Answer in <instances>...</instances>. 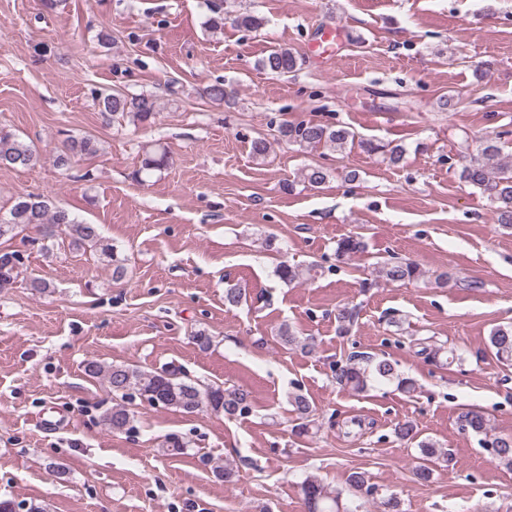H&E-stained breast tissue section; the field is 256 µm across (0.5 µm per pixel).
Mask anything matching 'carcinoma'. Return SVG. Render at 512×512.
I'll use <instances>...</instances> for the list:
<instances>
[{
    "label": "carcinoma",
    "mask_w": 512,
    "mask_h": 512,
    "mask_svg": "<svg viewBox=\"0 0 512 512\" xmlns=\"http://www.w3.org/2000/svg\"><path fill=\"white\" fill-rule=\"evenodd\" d=\"M300 58L288 47H278L263 56L258 68L277 76H286L300 70ZM99 111L114 119H127L138 127H150L155 122L159 104L150 93L128 96L120 92L103 93L93 91ZM203 97L209 102L222 105L230 101V94L224 81L217 79L203 89ZM277 139L289 145L305 148L324 147L333 152H343L354 144L370 155H379L391 165L398 164L404 157L401 144L391 145L370 139L355 140V134L344 126L324 124L314 120L283 123L277 129ZM99 151L97 141L85 135L80 138L68 137L63 149L55 156L57 167L66 171L73 168L76 158L92 156ZM40 155L35 146L21 139L13 131L0 126V168L27 169L35 166ZM169 165L164 152H145L137 177L151 175ZM330 178V171L320 165H310L302 172L303 182L319 187ZM460 179L477 187L490 202L497 215V222L512 227V162L502 157L500 141L496 137L485 138L477 153L470 156L463 165ZM34 225L42 236L53 239L66 236L76 246L90 245L107 257L115 255L114 246L103 240L94 224L79 221L66 208L54 206L45 197L36 194L20 195L5 216H0V237L16 229ZM363 239L347 235L338 240L336 257L351 258L365 251ZM21 259L14 252L0 254V289L9 288L17 278ZM308 270L299 265L282 263L275 269L276 276L284 283H300ZM379 277L387 283H410L424 276L420 266L409 260H386L378 269ZM356 319L355 309L344 306L336 312L339 331L348 333ZM488 348L495 357L506 364H512V323L494 326L488 337ZM372 369L366 370L349 361L336 368V383L355 392L368 387L369 378L387 381L396 375L395 365L386 358L371 360ZM85 371L92 377L103 376L113 394L123 396L135 393L153 405L179 409L192 414L208 408L226 417L242 415L250 406L249 393L240 390L227 391L220 386L200 388L197 383L173 370L145 371L133 365L115 363L104 366L96 361L86 363ZM289 404L296 415L294 432L305 435L309 432L313 406L309 399L296 394ZM459 420L464 429L475 434L488 435L486 419L479 413H461ZM131 422L129 412L116 405L103 416V425L113 431L126 429ZM496 453V459L507 467L512 466V436H495L488 442ZM423 463L417 470L422 481L430 478L428 462L438 456L435 444L429 441L419 443ZM301 492L307 512H352L341 503L339 494L328 491L318 481L307 478L301 484ZM0 512H46L39 503L17 504L9 499H0Z\"/></svg>",
    "instance_id": "obj_1"
}]
</instances>
